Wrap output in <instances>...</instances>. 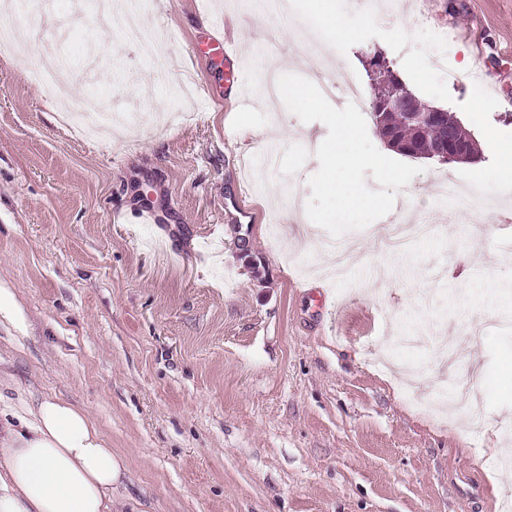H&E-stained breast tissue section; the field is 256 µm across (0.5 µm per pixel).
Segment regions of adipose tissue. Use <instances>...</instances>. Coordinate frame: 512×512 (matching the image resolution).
I'll return each mask as SVG.
<instances>
[{
  "label": "adipose tissue",
  "mask_w": 512,
  "mask_h": 512,
  "mask_svg": "<svg viewBox=\"0 0 512 512\" xmlns=\"http://www.w3.org/2000/svg\"><path fill=\"white\" fill-rule=\"evenodd\" d=\"M125 470L85 410L53 396L25 429L0 426V512H120Z\"/></svg>",
  "instance_id": "ef3b65f1"
}]
</instances>
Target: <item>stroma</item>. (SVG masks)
Returning <instances> with one entry per match:
<instances>
[{
    "label": "stroma",
    "instance_id": "obj_1",
    "mask_svg": "<svg viewBox=\"0 0 512 512\" xmlns=\"http://www.w3.org/2000/svg\"><path fill=\"white\" fill-rule=\"evenodd\" d=\"M399 2L377 26L349 0H134L144 39L167 46L156 61L95 0H51L38 38L0 46V288L23 312L0 316L1 422H32L49 395L85 409L126 460L128 512H502L512 0ZM331 9L348 32L308 28ZM435 29L480 88L431 66ZM212 36L249 66L205 54ZM304 36L316 52H293ZM47 48L70 63L62 100L27 78ZM376 54L481 160H418L383 221L433 234L394 253L375 226L350 232L360 251L332 275L335 240L305 211L328 129L270 109L265 76L330 64L366 84ZM94 95L123 120L88 141L61 109ZM451 178L487 197L478 223L438 203ZM462 386L480 430L426 409Z\"/></svg>",
    "mask_w": 512,
    "mask_h": 512
}]
</instances>
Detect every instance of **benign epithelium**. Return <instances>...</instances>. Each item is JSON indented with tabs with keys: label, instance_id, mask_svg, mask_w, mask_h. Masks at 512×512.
I'll use <instances>...</instances> for the list:
<instances>
[{
	"label": "benign epithelium",
	"instance_id": "obj_1",
	"mask_svg": "<svg viewBox=\"0 0 512 512\" xmlns=\"http://www.w3.org/2000/svg\"><path fill=\"white\" fill-rule=\"evenodd\" d=\"M373 80V104L375 108V122L382 125L384 113L404 112L408 122L414 129L422 128L428 124H438L445 128L447 136L439 147L430 149L429 144H424L422 150L402 144L395 134L387 129L382 135V140L391 148L404 147V151L413 158L434 159L440 162L450 163H475L480 159L479 151L472 140H462L457 135L458 122L449 120L448 111L427 106L425 108L415 107L414 95L406 89L404 83L399 82L389 89H384L390 80L387 72L386 62L377 60L372 64Z\"/></svg>",
	"mask_w": 512,
	"mask_h": 512
}]
</instances>
